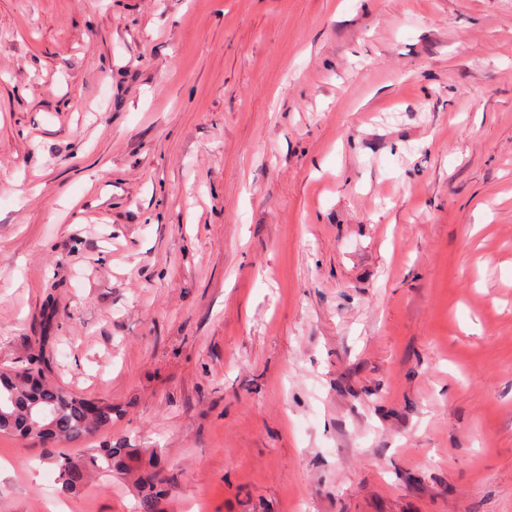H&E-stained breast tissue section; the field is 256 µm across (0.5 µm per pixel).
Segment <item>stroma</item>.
I'll return each instance as SVG.
<instances>
[{"label": "stroma", "mask_w": 512, "mask_h": 512, "mask_svg": "<svg viewBox=\"0 0 512 512\" xmlns=\"http://www.w3.org/2000/svg\"><path fill=\"white\" fill-rule=\"evenodd\" d=\"M0 512H512V0H0ZM43 375L39 367L0 370V435L41 444L78 443L112 425V404L88 401ZM89 403L96 413H90ZM112 447L97 448L84 461H71L67 457L57 459L58 481L62 489L75 491L86 485L92 473L106 474L112 472L114 461Z\"/></svg>", "instance_id": "35a3bbf8"}]
</instances>
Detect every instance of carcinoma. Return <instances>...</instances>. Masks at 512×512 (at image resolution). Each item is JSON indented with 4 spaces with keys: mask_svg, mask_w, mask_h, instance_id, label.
<instances>
[{
    "mask_svg": "<svg viewBox=\"0 0 512 512\" xmlns=\"http://www.w3.org/2000/svg\"><path fill=\"white\" fill-rule=\"evenodd\" d=\"M43 379L38 367L0 370V435H10L32 443H78L98 429L112 425V405L96 404ZM112 448H97L83 461L57 459L58 481L62 489L75 491L86 485L91 474L112 472ZM142 478L148 493L141 502L142 512H155L164 493L156 474Z\"/></svg>",
    "mask_w": 512,
    "mask_h": 512,
    "instance_id": "cac0c4a2",
    "label": "carcinoma"
}]
</instances>
